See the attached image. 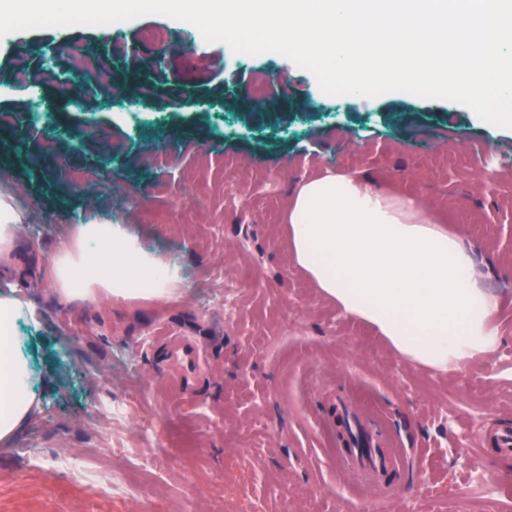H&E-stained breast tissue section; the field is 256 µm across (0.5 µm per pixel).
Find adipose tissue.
<instances>
[{
  "instance_id": "adipose-tissue-1",
  "label": "adipose tissue",
  "mask_w": 512,
  "mask_h": 512,
  "mask_svg": "<svg viewBox=\"0 0 512 512\" xmlns=\"http://www.w3.org/2000/svg\"><path fill=\"white\" fill-rule=\"evenodd\" d=\"M294 266L346 317L370 326L399 358L448 375L497 351L498 298L482 285L459 233L414 195L392 198L362 174L327 169L301 181L288 204ZM48 278L67 299L175 300L176 265L144 250L124 224H78L49 259ZM34 315L18 289L0 292V443L39 406L16 334Z\"/></svg>"
}]
</instances>
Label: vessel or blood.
<instances>
[{
    "label": "vessel or blood",
    "mask_w": 512,
    "mask_h": 512,
    "mask_svg": "<svg viewBox=\"0 0 512 512\" xmlns=\"http://www.w3.org/2000/svg\"><path fill=\"white\" fill-rule=\"evenodd\" d=\"M168 357L179 371L175 380L176 387L188 388L199 368L200 352L197 344L184 337L174 338L168 347ZM335 410L352 429L361 431L365 436L364 447L350 445L342 448V459L346 467L389 485L398 481L408 461L407 451L396 450L375 416L357 415L349 400H338ZM489 438L499 457L512 458V425L494 427Z\"/></svg>",
    "instance_id": "obj_1"
}]
</instances>
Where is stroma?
I'll return each instance as SVG.
<instances>
[{
    "label": "stroma",
    "instance_id": "35a3bbf8",
    "mask_svg": "<svg viewBox=\"0 0 512 512\" xmlns=\"http://www.w3.org/2000/svg\"><path fill=\"white\" fill-rule=\"evenodd\" d=\"M79 58L93 68L75 97L64 79ZM118 97L141 100L139 122ZM325 167L420 197L464 237L500 300L496 353L422 371L317 295L289 258L285 209ZM0 186L32 203L0 290L35 311L21 333L41 395L16 433L26 453L0 444V512H512V459L482 442L512 423V128L404 91L330 95L279 53L248 59L146 15L0 37ZM81 221L130 225L180 267V299L54 292L45 264ZM172 336L203 351L180 395L159 387ZM331 394L383 411L410 451L391 494L341 471L322 422ZM62 456L78 471H53ZM117 477L134 494H113Z\"/></svg>",
    "mask_w": 512,
    "mask_h": 512
}]
</instances>
